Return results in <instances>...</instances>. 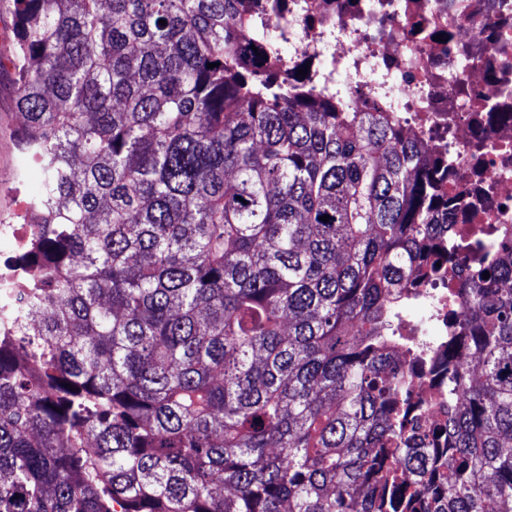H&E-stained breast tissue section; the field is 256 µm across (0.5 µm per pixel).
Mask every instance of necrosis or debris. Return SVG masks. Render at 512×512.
<instances>
[{"instance_id":"obj_1","label":"necrosis or debris","mask_w":512,"mask_h":512,"mask_svg":"<svg viewBox=\"0 0 512 512\" xmlns=\"http://www.w3.org/2000/svg\"><path fill=\"white\" fill-rule=\"evenodd\" d=\"M288 32V63L332 60L335 86L356 112H395L406 131L448 158V190L463 196L455 231L512 224V0H288L267 30ZM24 224H0V322L17 291L38 279L20 261ZM479 252L446 266L430 287L435 345L431 371L414 392L428 427L448 417V285Z\"/></svg>"}]
</instances>
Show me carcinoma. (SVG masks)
I'll list each match as a JSON object with an SVG mask.
<instances>
[{"instance_id": "cac0c4a2", "label": "carcinoma", "mask_w": 512, "mask_h": 512, "mask_svg": "<svg viewBox=\"0 0 512 512\" xmlns=\"http://www.w3.org/2000/svg\"><path fill=\"white\" fill-rule=\"evenodd\" d=\"M16 6L43 273L0 335V512H512V227L443 247L448 166L252 0ZM471 248L427 430L411 288Z\"/></svg>"}]
</instances>
